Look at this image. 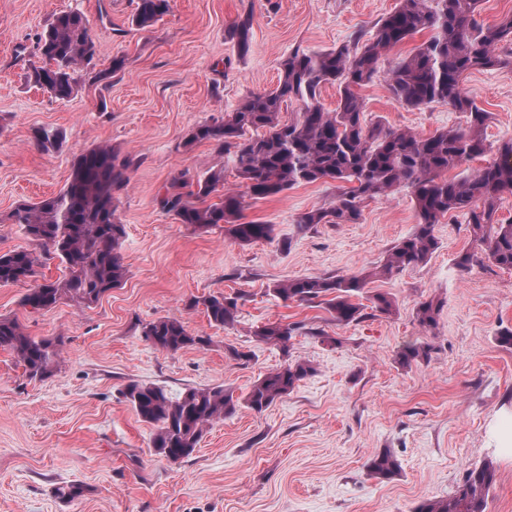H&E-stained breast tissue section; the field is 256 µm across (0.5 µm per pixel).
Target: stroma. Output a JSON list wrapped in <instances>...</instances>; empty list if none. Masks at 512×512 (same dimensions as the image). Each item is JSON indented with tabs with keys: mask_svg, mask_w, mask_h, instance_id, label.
<instances>
[{
	"mask_svg": "<svg viewBox=\"0 0 512 512\" xmlns=\"http://www.w3.org/2000/svg\"><path fill=\"white\" fill-rule=\"evenodd\" d=\"M137 0H0V252L27 246L10 214L18 202L55 195L74 157L107 143L136 160L120 192L118 215L127 276L97 304L64 301L39 313L21 304L25 285L0 286V315L36 337L62 340L61 364L31 380L0 349V512H411L423 498L445 497L466 471L493 461L488 512H512V348L496 334L512 328V271L485 256L469 270L453 264L472 246L463 217L435 228L438 247L426 265L375 275L390 249L416 223L409 188L365 203L354 224H318L298 232L305 211L329 207L335 183H302L265 199L246 197L243 216L274 225L275 236L248 245L177 223L159 204L183 171L217 166L224 185L245 187L209 143L184 149L198 124L233 112L249 94L276 86L280 63L295 48L324 50L371 32L398 0H175L154 26L132 25ZM81 9L98 47L96 70H82L74 95L58 100L26 79L40 64L36 38L54 14ZM251 13V48L238 55L227 37ZM116 76L99 80L114 57ZM465 91L491 112L490 143L512 138V65L474 70ZM365 119L424 135L464 123L463 113L432 105L408 109L383 80L362 87ZM37 128L63 131L60 149L43 151ZM369 274L368 293L397 305L336 326L305 304H284L273 283L303 276ZM243 296L238 323L211 326L192 299ZM442 300L435 327L415 319L417 302ZM176 319L210 337L209 346L177 352L146 342L143 326ZM296 322L287 348L254 341L255 326ZM339 337L331 347L314 330ZM429 345L427 360L400 366L406 344ZM253 351L244 363L227 346ZM313 372L263 412L242 407L213 422L192 457L173 464L155 454L153 429L121 390L129 381L177 394L223 386L246 394L258 377L285 362ZM388 449L401 471L389 481L367 474L371 456ZM76 485L73 500L57 488Z\"/></svg>",
	"mask_w": 512,
	"mask_h": 512,
	"instance_id": "35a3bbf8",
	"label": "stroma"
}]
</instances>
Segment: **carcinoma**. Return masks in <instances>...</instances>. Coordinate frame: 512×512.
Masks as SVG:
<instances>
[{
    "mask_svg": "<svg viewBox=\"0 0 512 512\" xmlns=\"http://www.w3.org/2000/svg\"><path fill=\"white\" fill-rule=\"evenodd\" d=\"M481 0H399L398 7L373 26L369 38L358 35L329 50L296 48L281 62V76L271 90L248 95L237 109L220 120L196 126L183 142L189 149L209 142L232 159L246 192L254 199L275 196L300 183L332 180L340 183L329 208L300 214L298 230L317 224H354L368 199L387 196L398 188L411 189L417 224L388 253L381 272L390 273L426 264L438 248L436 224L447 215H463L470 227L471 250L454 259L465 271L484 253L501 269L512 270V222L495 223L498 201L512 194V138L495 146L487 142L492 113L464 91L461 76L470 70H487L510 62L498 54L512 45V15L485 25L478 22ZM173 0H137L132 24L152 26L168 14ZM252 15L247 13L228 29L238 53H248ZM431 29L434 35L400 58L384 76L391 98L407 108L446 105L466 115L463 125L430 135L393 130L381 122L366 123L365 103L358 89L371 83L387 55L412 35ZM42 64L33 65L27 80L52 97L65 100L77 86V70L96 65L97 46L90 21L77 10L54 15L37 37ZM326 83L338 86L336 108L326 109L319 92ZM300 105L294 117L282 113L292 102ZM263 133H258V130ZM36 143L45 151L64 142L63 132L42 128ZM496 150L497 158L473 173L448 177V171ZM133 160L109 145H96L77 155L69 180L58 194L38 202L22 201L11 219L35 246L0 253V286L13 285L36 274L50 257L60 260L63 275L30 289L22 305L33 312L48 310L65 299L91 305L122 285L127 269L121 256L125 225L117 215L115 192L128 184ZM218 197L210 203L208 199ZM163 209L181 224L197 230L224 225L228 241L248 245L274 237V225L243 221V196L224 189V168L209 169L189 181L181 176L165 187ZM366 274L337 277H295L278 282L270 292L285 303L321 307L338 326L358 323L366 309L389 314L394 302L383 293L365 295ZM366 297L369 305L358 302ZM237 293L194 298L189 307H203L212 326L237 323ZM442 301L428 298L415 308L423 328L436 325ZM299 325L272 322L256 327L259 344L288 347ZM142 335L155 347L178 351L207 346L210 338L191 333L183 322L160 318L146 324ZM59 339L37 338L25 332L18 320L0 315V349L13 352L31 380L50 376L57 368ZM429 346L411 344L397 353L403 367L428 358ZM313 372L302 361L287 363L257 379L242 397L222 386L189 387L173 395L165 387L136 381L122 389L140 421L154 428L155 454L172 463L190 458L203 433L214 420L234 414L244 406L262 412L287 396L299 381ZM400 470L393 453L384 449L368 462V473L390 480ZM496 483L491 461L468 469L464 479L446 497L424 498L412 512H487Z\"/></svg>",
    "mask_w": 512,
    "mask_h": 512,
    "instance_id": "cac0c4a2",
    "label": "carcinoma"
}]
</instances>
